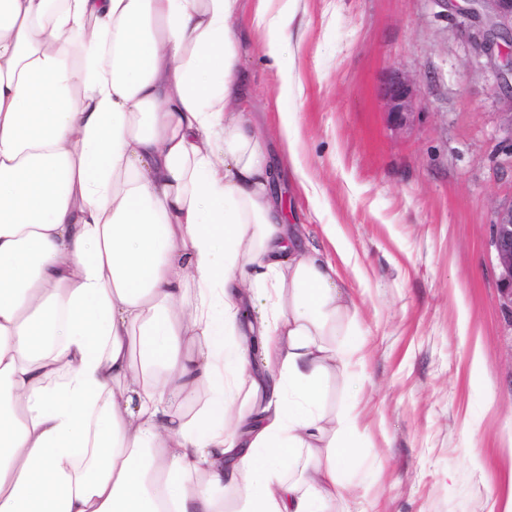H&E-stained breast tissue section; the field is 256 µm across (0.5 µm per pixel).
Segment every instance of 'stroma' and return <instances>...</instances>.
Returning <instances> with one entry per match:
<instances>
[{
  "mask_svg": "<svg viewBox=\"0 0 512 512\" xmlns=\"http://www.w3.org/2000/svg\"><path fill=\"white\" fill-rule=\"evenodd\" d=\"M470 0H303L282 67L265 55L254 0L240 68L246 115L273 162L280 68L315 199L283 178L288 223L338 263L364 334V378L329 376L326 406L357 403L346 479L359 512H501L512 476V322L500 310L491 224L512 199L507 92L470 35ZM413 82L394 123L385 86ZM482 371L472 375L473 353Z\"/></svg>",
  "mask_w": 512,
  "mask_h": 512,
  "instance_id": "stroma-1",
  "label": "stroma"
}]
</instances>
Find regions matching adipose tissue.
Masks as SVG:
<instances>
[{
    "mask_svg": "<svg viewBox=\"0 0 512 512\" xmlns=\"http://www.w3.org/2000/svg\"><path fill=\"white\" fill-rule=\"evenodd\" d=\"M281 2L255 9L276 62ZM239 8L0 0V512H352L358 416L322 403L362 359L342 246L286 222L239 110Z\"/></svg>",
    "mask_w": 512,
    "mask_h": 512,
    "instance_id": "adipose-tissue-1",
    "label": "adipose tissue"
}]
</instances>
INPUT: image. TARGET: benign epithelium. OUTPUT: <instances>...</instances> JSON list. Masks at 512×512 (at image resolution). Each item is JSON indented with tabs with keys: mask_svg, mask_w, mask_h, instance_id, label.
<instances>
[{
	"mask_svg": "<svg viewBox=\"0 0 512 512\" xmlns=\"http://www.w3.org/2000/svg\"><path fill=\"white\" fill-rule=\"evenodd\" d=\"M485 6L489 25L477 29L473 40L479 54L493 66L497 80L512 89V58L503 56L500 36H512V0H477ZM384 98L392 121L400 123L411 111L413 99L410 81L402 76L394 77L386 87ZM491 245L494 248L499 269L498 290L501 309L512 323V200L500 204L491 224Z\"/></svg>",
	"mask_w": 512,
	"mask_h": 512,
	"instance_id": "1",
	"label": "benign epithelium"
}]
</instances>
